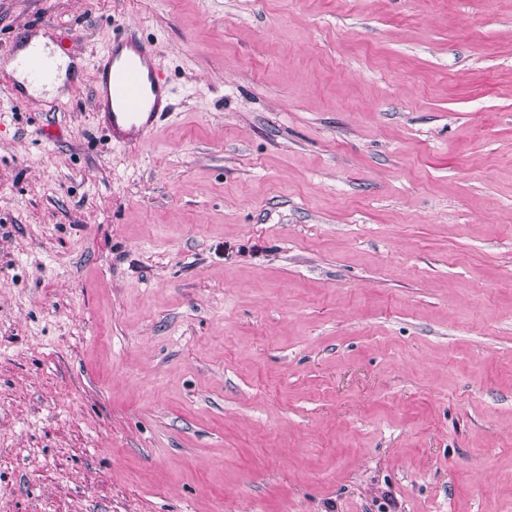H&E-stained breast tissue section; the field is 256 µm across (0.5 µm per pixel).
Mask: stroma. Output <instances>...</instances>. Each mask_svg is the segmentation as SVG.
I'll return each mask as SVG.
<instances>
[{
    "label": "stroma",
    "mask_w": 512,
    "mask_h": 512,
    "mask_svg": "<svg viewBox=\"0 0 512 512\" xmlns=\"http://www.w3.org/2000/svg\"><path fill=\"white\" fill-rule=\"evenodd\" d=\"M57 35L59 106L0 82V512H512V0H0ZM151 45L126 31L108 32L99 56L92 99L98 124L109 140L129 147L150 141L171 112V91L155 74Z\"/></svg>",
    "instance_id": "1"
}]
</instances>
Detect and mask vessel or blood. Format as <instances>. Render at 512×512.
Instances as JSON below:
<instances>
[{"label":"vessel or blood","instance_id":"b4317fda","mask_svg":"<svg viewBox=\"0 0 512 512\" xmlns=\"http://www.w3.org/2000/svg\"><path fill=\"white\" fill-rule=\"evenodd\" d=\"M63 45L41 51L38 45L0 47V75L7 80L12 99H20L29 84L49 86L60 77L58 56ZM92 99L98 124L109 140L129 147L150 141L167 112L171 91L155 73L153 50L133 32L106 36L99 56Z\"/></svg>","mask_w":512,"mask_h":512}]
</instances>
